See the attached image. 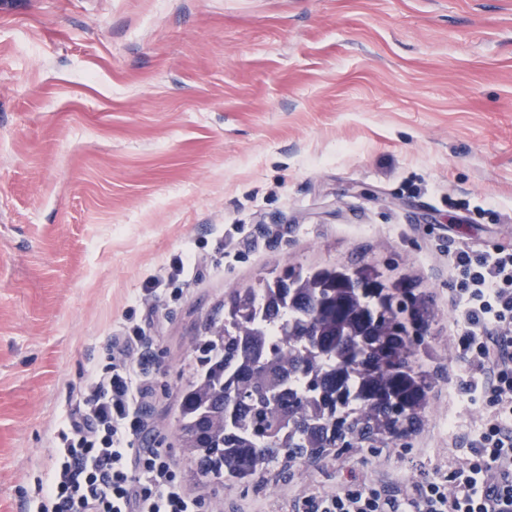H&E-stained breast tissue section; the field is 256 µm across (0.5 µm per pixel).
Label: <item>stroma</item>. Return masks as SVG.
Returning <instances> with one entry per match:
<instances>
[{
	"label": "stroma",
	"mask_w": 512,
	"mask_h": 512,
	"mask_svg": "<svg viewBox=\"0 0 512 512\" xmlns=\"http://www.w3.org/2000/svg\"><path fill=\"white\" fill-rule=\"evenodd\" d=\"M496 244L512 246V0H0V512H28L72 387L130 312L144 445L204 512H297L352 473L447 469L481 415L448 252ZM362 263L432 309L415 431L247 486L196 477L180 393L225 295Z\"/></svg>",
	"instance_id": "obj_1"
}]
</instances>
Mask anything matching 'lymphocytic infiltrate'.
I'll list each match as a JSON object with an SVG mask.
<instances>
[{
	"instance_id": "obj_1",
	"label": "lymphocytic infiltrate",
	"mask_w": 512,
	"mask_h": 512,
	"mask_svg": "<svg viewBox=\"0 0 512 512\" xmlns=\"http://www.w3.org/2000/svg\"><path fill=\"white\" fill-rule=\"evenodd\" d=\"M448 262L458 274L462 387L482 408L469 456L406 490L350 477L304 495L302 512H512V247H460ZM145 342L139 325L125 326L80 386L35 486L36 512H203L166 454L137 444L149 391Z\"/></svg>"
}]
</instances>
